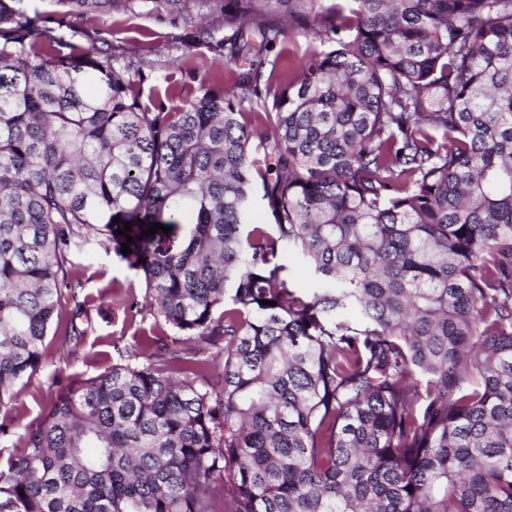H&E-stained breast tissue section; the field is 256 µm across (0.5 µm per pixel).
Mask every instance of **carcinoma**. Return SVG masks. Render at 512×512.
I'll use <instances>...</instances> for the list:
<instances>
[{
	"label": "carcinoma",
	"mask_w": 512,
	"mask_h": 512,
	"mask_svg": "<svg viewBox=\"0 0 512 512\" xmlns=\"http://www.w3.org/2000/svg\"><path fill=\"white\" fill-rule=\"evenodd\" d=\"M19 2L0 0V406L43 363L80 239L142 271L175 338L62 387L0 467V512H512V0H343L328 24L321 0H57L207 9L196 37L233 86L170 109L63 35L44 51ZM278 14L333 48L274 88ZM256 194L273 223H249ZM191 343L220 346L218 386ZM278 262L286 267L283 274L289 281L290 289L306 293L315 288L307 268L291 253H280Z\"/></svg>",
	"instance_id": "1"
}]
</instances>
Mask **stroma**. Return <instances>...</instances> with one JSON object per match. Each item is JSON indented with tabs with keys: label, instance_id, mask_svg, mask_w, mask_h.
<instances>
[{
	"label": "stroma",
	"instance_id": "35a3bbf8",
	"mask_svg": "<svg viewBox=\"0 0 512 512\" xmlns=\"http://www.w3.org/2000/svg\"><path fill=\"white\" fill-rule=\"evenodd\" d=\"M27 15L39 16L44 46L65 34L76 52L93 48L132 63L142 74L143 101L176 107L196 98L201 85L231 86L233 75L206 45L195 40L193 30L172 16L143 9L100 17L66 11L57 0H23ZM65 278L76 289L64 293L61 312L52 323L44 344L45 360L23 380L15 402L0 407V420L10 426L0 438V454L20 447L26 430L36 427L62 384L97 376L126 352L137 348L156 329L152 311L132 307L145 294L141 271L91 239L73 247L64 267ZM80 318H73L75 307ZM79 339H70L72 329Z\"/></svg>",
	"mask_w": 512,
	"mask_h": 512
}]
</instances>
